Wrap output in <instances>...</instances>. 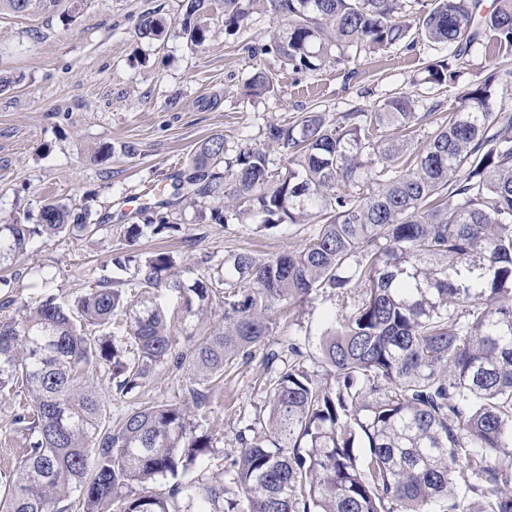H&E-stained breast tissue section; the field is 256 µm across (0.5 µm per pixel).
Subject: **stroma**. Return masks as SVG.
<instances>
[{"label": "stroma", "mask_w": 512, "mask_h": 512, "mask_svg": "<svg viewBox=\"0 0 512 512\" xmlns=\"http://www.w3.org/2000/svg\"><path fill=\"white\" fill-rule=\"evenodd\" d=\"M182 4L83 0L72 18L69 0H60L51 13L0 10V73L15 79L0 91V224L19 210L37 215L42 201L51 197L87 204L95 219L111 221L94 235H62L8 263L9 283L0 285V301L11 297L17 304L0 316H19V303L38 301L44 291L35 283L43 276L62 302L107 278L124 287L134 269H118L114 260L131 253L146 257L167 251L183 266L212 272L230 252L265 259L308 242V224L268 228L249 219L222 226L211 222L210 207L174 198V175L211 137H223L230 150L267 149L269 124H285L312 110L332 116L366 110L410 89L417 92L418 112H433L440 122L457 107L462 91L487 80L495 101L512 104V84L503 76L512 68V54L494 61L477 50L463 61L456 84L441 89L424 83L422 66L444 59L446 52L421 42L411 50L396 45L346 65L328 62L297 73L261 51L282 21L257 11L231 35L224 30L222 0H212L210 38L194 49L180 35ZM147 14L165 22V38L139 37ZM258 70L272 79L274 95H248L246 83ZM102 144L111 146L112 157L100 165L93 151ZM161 200L169 228L129 245L124 227L144 223L140 208ZM335 307V297L326 292L297 304L251 359L226 370L208 406L197 413L216 445L204 476L224 471L236 454L240 431L265 415L267 351L280 349L288 338L308 341L304 366L326 379L319 341ZM169 402L188 405L192 396L181 373L161 363L142 387L113 395L109 410L118 416L144 403ZM13 413L12 401L0 402V472L15 469L29 445L27 436L11 426Z\"/></svg>", "instance_id": "1"}]
</instances>
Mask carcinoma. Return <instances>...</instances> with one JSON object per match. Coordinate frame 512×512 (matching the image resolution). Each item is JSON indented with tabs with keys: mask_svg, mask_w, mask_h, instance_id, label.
I'll use <instances>...</instances> for the list:
<instances>
[{
	"mask_svg": "<svg viewBox=\"0 0 512 512\" xmlns=\"http://www.w3.org/2000/svg\"><path fill=\"white\" fill-rule=\"evenodd\" d=\"M412 2L224 0V29L255 11L284 21L261 52L295 71L428 42L448 50L425 66L437 86L455 82L450 61L483 36L512 48V0L486 14L483 0ZM183 7V37L201 47L209 0ZM164 31L151 15L139 26L149 40ZM248 88L274 90L262 71ZM416 103L404 93L369 111L269 125V145L290 162L279 172L262 149L230 158L219 136L201 145L174 190L195 203L224 198L215 223L319 228L288 254L225 257L221 279L185 280L166 252L137 262L132 287L183 301L195 323L185 347L160 303L131 302L110 281L72 305L47 294L26 317L0 318V400L24 398L11 423L31 437L19 469L0 473V512H177L182 494L192 512H512V106L479 84L419 146L429 114ZM165 226L162 216L126 235ZM99 228L89 206L47 200L36 223L25 214L0 224V265L40 239ZM324 289L337 302L320 342L331 381L305 369L295 342L286 362L266 354L267 365L283 362L268 381V418L238 435L224 478H188L214 443L183 404L103 418L97 368L125 395L171 360L200 410L213 379L277 331L276 308ZM118 315L117 344L105 329ZM169 479L168 491L148 490Z\"/></svg>",
	"mask_w": 512,
	"mask_h": 512,
	"instance_id": "obj_1",
	"label": "carcinoma"
}]
</instances>
